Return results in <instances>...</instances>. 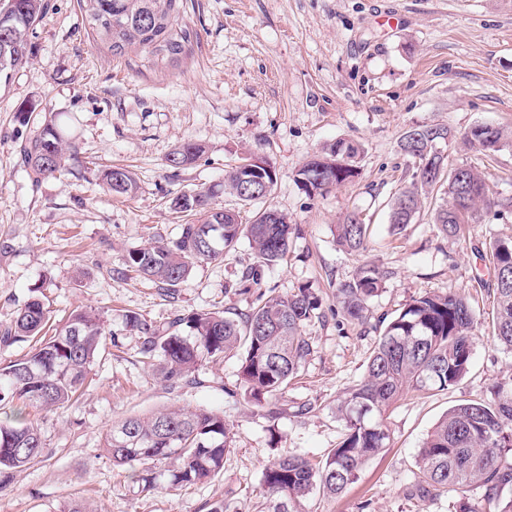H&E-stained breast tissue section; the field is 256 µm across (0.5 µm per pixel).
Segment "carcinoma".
Wrapping results in <instances>:
<instances>
[{
  "label": "carcinoma",
  "instance_id": "obj_1",
  "mask_svg": "<svg viewBox=\"0 0 512 512\" xmlns=\"http://www.w3.org/2000/svg\"><path fill=\"white\" fill-rule=\"evenodd\" d=\"M6 3L10 15L0 17V29L14 25L21 37L0 41V83L9 82L12 72L28 60L29 31L46 11L45 0ZM79 7L94 40L105 44L115 57L140 49L154 63L171 62L191 41V31L179 25L183 0H79ZM417 129L420 138L412 142L403 138L399 143L401 152L413 160L415 171L410 186L400 189L391 203L393 226L417 223L423 199L442 178L446 186L441 189L442 203L435 210L434 223L448 237H458L466 224L481 223L488 210H512V200L489 197L478 168L448 165V142L435 135L437 129L448 132L447 126L419 125ZM462 140L491 157L512 146V133L478 124ZM74 150L72 138L57 120L46 118L21 154L29 175L38 181L59 172ZM358 153L357 145L338 140L304 164L295 181L309 193L322 194L358 174ZM202 154L201 145L184 143L167 156L166 165L183 169ZM243 174L239 167L225 172L224 191L246 205L265 200L267 195L255 197L242 188ZM99 177L115 196L132 198L140 189L135 174L126 167H105ZM210 199L209 191L174 196L170 208L192 213L194 221L181 225L179 236L172 241L150 242L129 251L126 267L170 292L188 277L194 263L221 259L224 250L243 236L264 265L284 259L293 227L264 223V215L272 208L256 211L244 224L239 214L212 206ZM367 232L362 216L350 212L336 225V242L347 251H360L366 248ZM481 258L495 274L496 317L491 337L512 351V238L489 239ZM386 278L380 268L363 266L341 283L337 297L343 316L363 320L369 301L378 296ZM319 308V297L302 287L268 298L243 318L200 311L155 325L130 314L127 324L144 336L143 356L160 358L155 374L171 385L190 380L204 358L219 361L243 350L241 378L248 399L261 405L284 390L311 355L312 345L301 328ZM50 320L49 308L32 298L0 334V342L32 341ZM110 335L100 313L76 307L53 336L19 358L0 362V409L20 401L52 410L75 400ZM476 336L475 313L458 291L426 294L406 304L384 326L362 381L338 403L336 413L344 421V433L325 462L316 466L301 455L285 453L265 465L263 482L271 512H302V502L316 490L327 496L343 493L365 462L389 446L390 433L384 424L387 410L410 390H445L462 380L470 370ZM489 393L449 409L427 435L417 455L420 495L475 485L495 512H512V378L493 381ZM231 444L232 430L224 414L183 407L114 421L103 434L104 452L114 465L131 471L143 492L155 490L162 477L173 485L215 477L224 468ZM43 457L38 425L19 411L0 421V486Z\"/></svg>",
  "mask_w": 512,
  "mask_h": 512
}]
</instances>
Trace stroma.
<instances>
[{"label":"stroma","mask_w":512,"mask_h":512,"mask_svg":"<svg viewBox=\"0 0 512 512\" xmlns=\"http://www.w3.org/2000/svg\"><path fill=\"white\" fill-rule=\"evenodd\" d=\"M47 3L29 35L27 62L0 85V332L39 291L58 319L79 305L96 309L114 341L78 401L24 408L41 428L46 456L0 488V512H58L75 501L92 512H208L217 502L224 512H268L264 465L288 452L324 462L344 429L336 401L361 381L382 319L415 297L451 289L469 297L480 327L469 373L446 390L400 397L386 415L389 447L344 493L312 494L303 510L454 512L460 496L479 502L474 486L415 496L416 460L448 409L512 376V352L490 336L494 277L478 253L490 237H512V213L486 212L458 240L439 232L435 199L401 231L388 213L412 180L398 147L412 127L444 124L459 134L489 123L512 131V0H184L180 22L191 42L177 62L158 65L143 52L115 57L95 43L78 0ZM29 103L55 115L77 148L60 173L37 182L19 155L35 130L18 113ZM339 139L360 148L358 178L307 195L296 172ZM186 142L202 145L201 158L168 168V153ZM252 154L278 174L267 205L297 227L282 262L259 265L243 238L223 260L195 263L171 293L126 267L129 250L176 238L188 222L171 209L172 197L217 189L225 170ZM448 162L482 170L490 197H512V148L489 158L457 141ZM105 165L133 169L138 194L107 192L96 177ZM212 202L246 222L254 212L218 189ZM354 210L369 238L365 250L347 253L336 244V226ZM366 264L388 277L364 322L351 323L336 289ZM250 267L258 285L236 290ZM304 285L321 299L303 328L313 352L278 395L274 416L248 400L240 354L204 360L193 382L168 387L145 364L142 336L126 325L131 313L157 324L204 310L238 317L259 296ZM170 405L222 411L233 447L214 478L178 488L164 482L146 494L105 456L102 436L114 421Z\"/></svg>","instance_id":"1"}]
</instances>
